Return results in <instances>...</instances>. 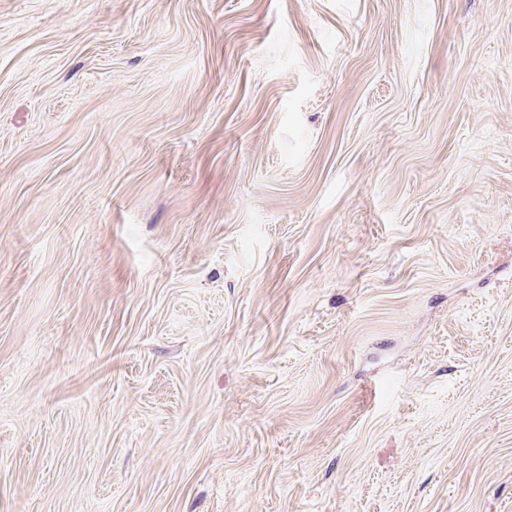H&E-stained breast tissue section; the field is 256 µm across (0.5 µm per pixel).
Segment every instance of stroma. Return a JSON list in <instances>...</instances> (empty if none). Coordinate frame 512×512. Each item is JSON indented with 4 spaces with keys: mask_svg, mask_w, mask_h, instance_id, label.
<instances>
[{
    "mask_svg": "<svg viewBox=\"0 0 512 512\" xmlns=\"http://www.w3.org/2000/svg\"><path fill=\"white\" fill-rule=\"evenodd\" d=\"M0 512H512V0H0Z\"/></svg>",
    "mask_w": 512,
    "mask_h": 512,
    "instance_id": "1",
    "label": "stroma"
}]
</instances>
